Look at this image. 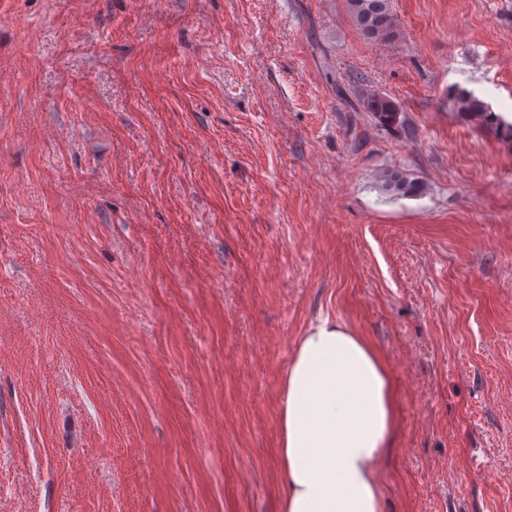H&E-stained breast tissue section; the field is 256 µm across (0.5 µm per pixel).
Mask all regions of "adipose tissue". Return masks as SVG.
<instances>
[{"instance_id":"adipose-tissue-1","label":"adipose tissue","mask_w":512,"mask_h":512,"mask_svg":"<svg viewBox=\"0 0 512 512\" xmlns=\"http://www.w3.org/2000/svg\"><path fill=\"white\" fill-rule=\"evenodd\" d=\"M397 433L395 387L376 348L324 316L284 376L280 512H383L377 462Z\"/></svg>"}]
</instances>
